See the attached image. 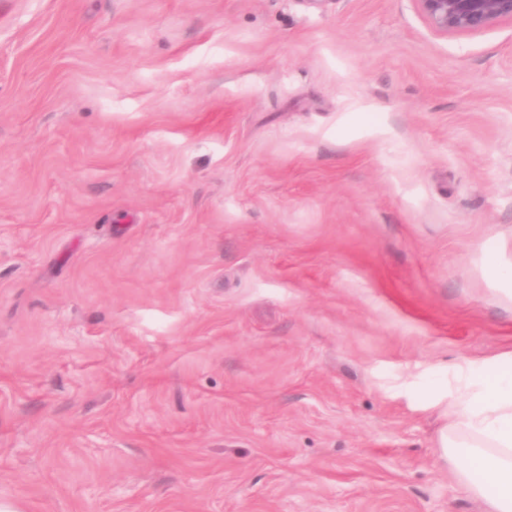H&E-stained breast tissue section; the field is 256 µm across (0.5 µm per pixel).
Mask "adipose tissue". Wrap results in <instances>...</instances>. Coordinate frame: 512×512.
<instances>
[{
    "label": "adipose tissue",
    "instance_id": "adipose-tissue-1",
    "mask_svg": "<svg viewBox=\"0 0 512 512\" xmlns=\"http://www.w3.org/2000/svg\"><path fill=\"white\" fill-rule=\"evenodd\" d=\"M446 423L435 444L461 478L479 470L493 482L491 512H512V353L457 365L432 397Z\"/></svg>",
    "mask_w": 512,
    "mask_h": 512
}]
</instances>
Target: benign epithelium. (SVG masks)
<instances>
[{"mask_svg": "<svg viewBox=\"0 0 512 512\" xmlns=\"http://www.w3.org/2000/svg\"><path fill=\"white\" fill-rule=\"evenodd\" d=\"M434 31L475 32L498 21H512V0H416Z\"/></svg>", "mask_w": 512, "mask_h": 512, "instance_id": "1", "label": "benign epithelium"}]
</instances>
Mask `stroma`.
Masks as SVG:
<instances>
[{
	"mask_svg": "<svg viewBox=\"0 0 512 512\" xmlns=\"http://www.w3.org/2000/svg\"><path fill=\"white\" fill-rule=\"evenodd\" d=\"M512 22L416 0H0V501L490 512L454 365L512 352ZM434 31L475 32L498 21H512V0H416Z\"/></svg>",
	"mask_w": 512,
	"mask_h": 512,
	"instance_id": "stroma-1",
	"label": "stroma"
}]
</instances>
